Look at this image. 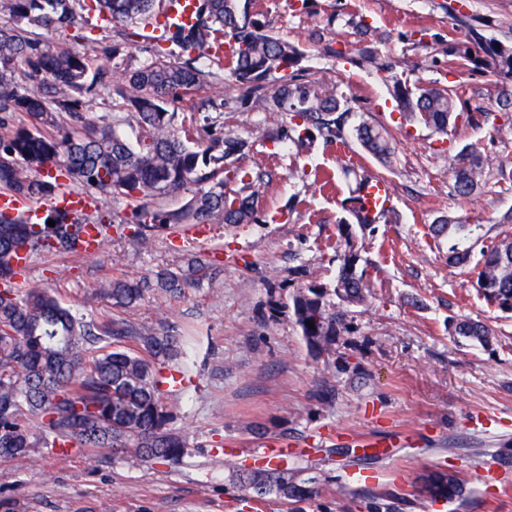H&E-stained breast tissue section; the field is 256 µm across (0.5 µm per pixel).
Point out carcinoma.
Segmentation results:
<instances>
[{"label": "carcinoma", "instance_id": "obj_1", "mask_svg": "<svg viewBox=\"0 0 512 512\" xmlns=\"http://www.w3.org/2000/svg\"><path fill=\"white\" fill-rule=\"evenodd\" d=\"M157 0H0V190L30 200L50 202L66 183L91 199L121 197L129 212L121 219L108 210L51 209L45 223L32 224L20 213L0 212V458L26 462L34 448L67 456L76 449L134 456L163 465L178 463L186 453L185 438L168 428L171 407L183 386L173 387L168 374L185 379L191 341L166 320L142 324L128 316L149 294L171 298L200 284L208 268L198 256L155 279L112 277L95 294L111 302L114 313L86 318L61 305L37 285L20 287L21 252L70 254L83 225L94 224L103 242L119 221L130 229L127 240L147 246L160 232L174 233L188 224H253L259 222L254 186L271 173L245 168L234 160L250 151L249 142L231 136L210 139L199 149L202 135L195 126L173 127L167 106L205 86L218 85L216 73L198 66L205 59L230 71L242 105L268 114L275 143H302L321 136L328 143L345 140V100L333 85L304 74L303 47L267 29L252 0H195L193 23L170 25L147 44L151 61L116 77L106 61L126 47L144 43V29L158 10ZM95 13L116 28L119 40L99 42L85 51L51 45L41 32H65ZM465 38L433 40L434 50L448 56V71L460 75L488 72L499 78L497 102L512 107V40L483 34L477 19L452 9ZM344 25L356 39L324 50L353 69L368 70L388 83L403 118L445 137L462 121H495L493 112L477 115L462 108L458 89L419 86L394 72L382 39L356 14ZM277 76L273 88L266 87ZM97 89L122 100L117 117L131 135L92 122L84 95ZM360 146L386 167L396 146L381 125L368 119L354 126ZM488 156L475 146L454 155L452 191L467 198L483 184ZM187 194L177 208L159 202ZM347 199L353 223L337 225L345 250L334 287L311 281L291 297L292 315L307 348L332 356L328 367L350 368L333 351L345 312L336 308L363 305L368 296L365 274H356L360 259L354 227L376 220ZM55 221L50 227L46 221ZM481 225L454 212L430 225L436 241L448 237V263L470 261ZM477 286L484 297L512 310V237L497 239L482 252ZM313 322L310 327L307 322ZM451 335L484 348L492 329L481 321L460 318L448 326ZM227 480L236 490L258 499L274 497L289 512H304L320 487L330 481L324 470L300 466L283 449L250 466H228ZM463 482L445 476L442 495L452 502L464 495ZM396 495L375 494L368 512H395Z\"/></svg>", "mask_w": 512, "mask_h": 512}]
</instances>
